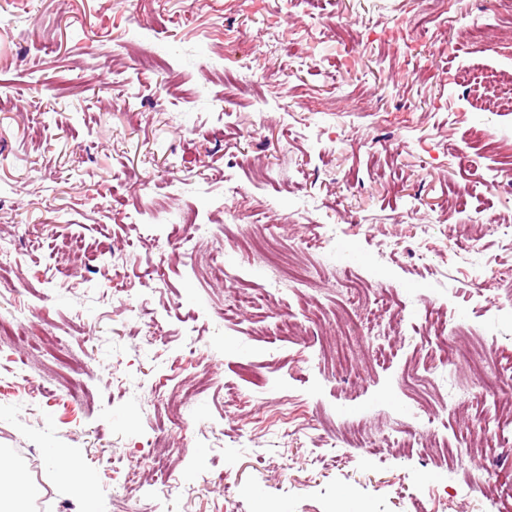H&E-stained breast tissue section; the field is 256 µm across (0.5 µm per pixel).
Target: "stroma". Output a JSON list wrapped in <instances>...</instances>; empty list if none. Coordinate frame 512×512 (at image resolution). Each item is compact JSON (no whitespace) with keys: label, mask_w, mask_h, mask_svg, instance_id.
Returning <instances> with one entry per match:
<instances>
[{"label":"stroma","mask_w":512,"mask_h":512,"mask_svg":"<svg viewBox=\"0 0 512 512\" xmlns=\"http://www.w3.org/2000/svg\"><path fill=\"white\" fill-rule=\"evenodd\" d=\"M419 2L0 0V319L71 359L0 341V448L36 450L19 463L63 512L89 508L58 478L70 452L95 512H512L468 488L476 469L512 486V431L480 457L436 453L512 398V233L495 221L512 189L493 161L459 162L483 134L512 150V112L472 81L512 72V40L474 45ZM423 24L439 38H410ZM268 229L319 277L239 251ZM271 287L264 318L222 316L232 291ZM433 312L444 336L425 333ZM461 334L501 379L439 359ZM398 422L411 447L392 445ZM153 440L180 480L167 494ZM115 455L142 468L134 490Z\"/></svg>","instance_id":"1"}]
</instances>
